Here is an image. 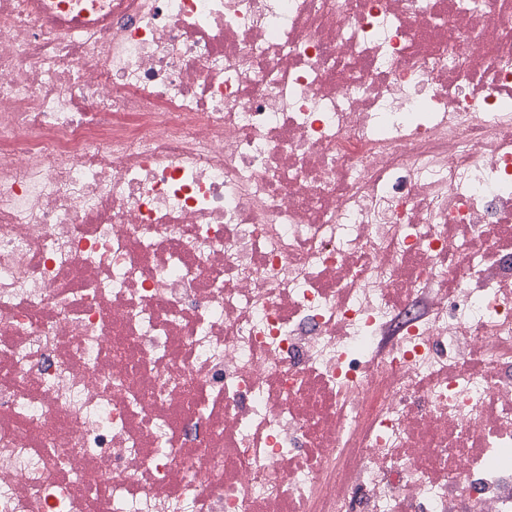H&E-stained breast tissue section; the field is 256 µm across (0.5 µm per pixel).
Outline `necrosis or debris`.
<instances>
[{"instance_id":"4bbe7bcc","label":"necrosis or debris","mask_w":512,"mask_h":512,"mask_svg":"<svg viewBox=\"0 0 512 512\" xmlns=\"http://www.w3.org/2000/svg\"><path fill=\"white\" fill-rule=\"evenodd\" d=\"M0 512H512V0H0Z\"/></svg>"}]
</instances>
